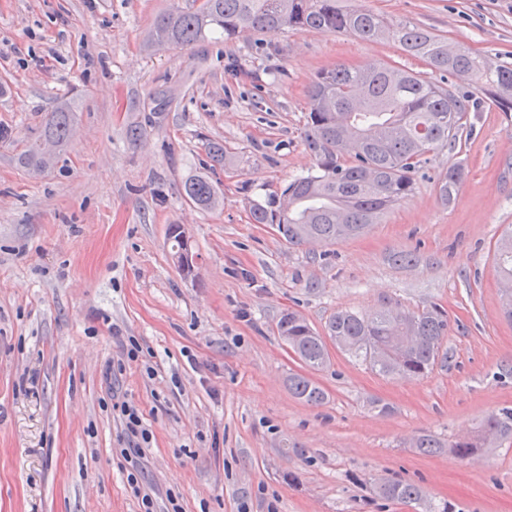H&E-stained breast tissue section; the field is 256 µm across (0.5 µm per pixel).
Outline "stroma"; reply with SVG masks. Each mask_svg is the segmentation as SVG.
<instances>
[{
  "instance_id": "35a3bbf8",
  "label": "stroma",
  "mask_w": 512,
  "mask_h": 512,
  "mask_svg": "<svg viewBox=\"0 0 512 512\" xmlns=\"http://www.w3.org/2000/svg\"><path fill=\"white\" fill-rule=\"evenodd\" d=\"M201 2L0 0V127L11 133L0 141V512H140L116 396L153 433L141 482L157 512L169 489L183 512H512V440L464 462L413 446L512 407V321L494 268L512 224V112L468 113L455 148L364 236L290 246L248 209L314 170L303 136L320 70L388 63L472 97L482 90L439 77L395 42L346 33L147 48L157 15ZM342 2L512 63V0ZM161 90L175 102L130 145L128 128ZM63 101L71 138L46 167H22L18 154ZM211 141L229 155L215 169ZM451 165L464 180L445 205L435 179ZM208 171L224 202L203 211L182 183ZM172 224L194 246L193 277L173 262ZM402 251L416 263L395 264ZM387 301L447 311L445 366L384 377L334 347L315 371L277 334L288 309L320 330L338 310ZM118 362L125 370L111 377ZM292 374L319 383L324 403L296 399ZM381 478L422 497L380 499Z\"/></svg>"
}]
</instances>
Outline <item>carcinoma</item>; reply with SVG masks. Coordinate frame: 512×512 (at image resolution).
Instances as JSON below:
<instances>
[{"mask_svg":"<svg viewBox=\"0 0 512 512\" xmlns=\"http://www.w3.org/2000/svg\"><path fill=\"white\" fill-rule=\"evenodd\" d=\"M282 28L390 39L436 71L481 84L489 103L503 112L512 110V64L493 62L464 47L450 52L448 43L436 34L363 7L343 8L339 0H205L191 12L158 15L148 47L182 49L216 34L231 41ZM307 98L304 145L316 161L315 172L249 207L250 223L275 225L291 246L328 245L363 234L380 214L412 192L413 177L429 154L455 147L465 113L474 108L469 100L433 81L387 66L324 69L309 85ZM71 130L72 112L61 104L49 113L39 139L21 155V163L44 167L46 146H59ZM463 178L459 165L439 173L436 187L442 204L456 199ZM182 190L186 200L201 210L215 209L223 200L221 188L208 176L187 178ZM495 271L500 280L512 282V225L498 243ZM450 330L444 309L430 305L414 310L397 302L369 313L338 310L322 334L292 310L282 313L277 323L279 336L313 370L329 361L330 340L380 375L411 378L425 376L448 358L443 344ZM406 331L419 341L398 357H389L388 347ZM288 388L310 405L326 399L324 389L307 376H290ZM490 434L498 441L512 437V407L501 409L498 417L462 438L446 443L422 436L413 447L425 453L446 448L450 457L463 461L488 448ZM375 494L410 503L420 498L421 491L411 483L383 480L376 483Z\"/></svg>","mask_w":512,"mask_h":512,"instance_id":"obj_1","label":"carcinoma"}]
</instances>
